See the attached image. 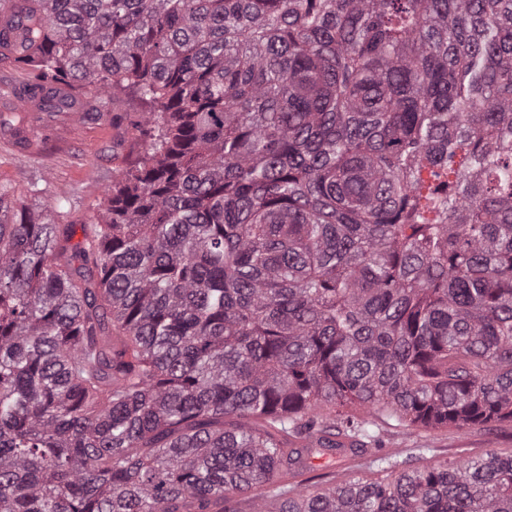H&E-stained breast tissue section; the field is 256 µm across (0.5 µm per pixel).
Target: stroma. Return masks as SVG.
Wrapping results in <instances>:
<instances>
[{
    "label": "stroma",
    "instance_id": "obj_1",
    "mask_svg": "<svg viewBox=\"0 0 512 512\" xmlns=\"http://www.w3.org/2000/svg\"><path fill=\"white\" fill-rule=\"evenodd\" d=\"M80 98L91 109L47 119L35 111L29 124L52 122L65 128L62 137L39 140L31 150L18 148L9 133L0 131V188L22 192L29 206L48 202L61 224L80 226L93 223L104 209L119 167L133 161L142 147L133 130L143 112L97 111L102 91L88 83H78ZM38 183L43 193L27 195L28 183ZM383 452L407 461L412 467H426L443 461L475 458L489 452L512 453V424H488L464 430L398 429L382 438Z\"/></svg>",
    "mask_w": 512,
    "mask_h": 512
}]
</instances>
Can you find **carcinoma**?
<instances>
[{
    "mask_svg": "<svg viewBox=\"0 0 512 512\" xmlns=\"http://www.w3.org/2000/svg\"><path fill=\"white\" fill-rule=\"evenodd\" d=\"M13 2L40 111L148 112L80 242L0 191V512H512L366 428L512 423V0ZM329 460L328 458L313 460L315 470L313 473H310V475L335 471L336 474H345L347 477H363L368 480H374L380 477L375 471H358L356 469L357 459L350 452L333 458L331 462H329Z\"/></svg>",
    "mask_w": 512,
    "mask_h": 512,
    "instance_id": "cac0c4a2",
    "label": "carcinoma"
}]
</instances>
